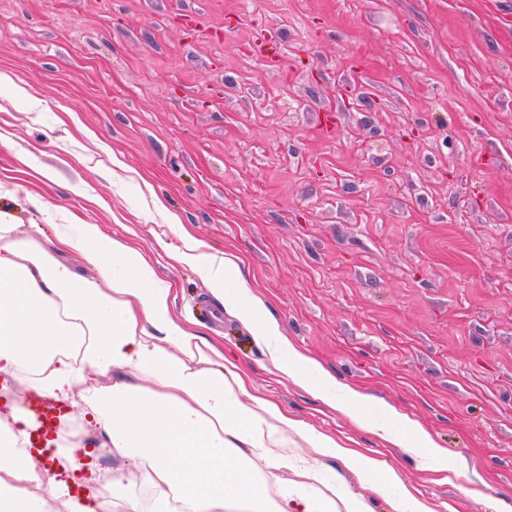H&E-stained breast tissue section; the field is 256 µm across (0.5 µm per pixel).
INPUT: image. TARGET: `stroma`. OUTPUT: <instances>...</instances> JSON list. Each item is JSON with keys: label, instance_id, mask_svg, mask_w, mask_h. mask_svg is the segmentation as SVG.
Instances as JSON below:
<instances>
[{"label": "stroma", "instance_id": "35a3bbf8", "mask_svg": "<svg viewBox=\"0 0 512 512\" xmlns=\"http://www.w3.org/2000/svg\"><path fill=\"white\" fill-rule=\"evenodd\" d=\"M0 72V209L21 235L45 206L136 236L252 392L433 512H512V0H0ZM172 213L243 260L288 340L465 471L281 383L167 257Z\"/></svg>", "mask_w": 512, "mask_h": 512}]
</instances>
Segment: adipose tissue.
I'll return each instance as SVG.
<instances>
[{
  "mask_svg": "<svg viewBox=\"0 0 512 512\" xmlns=\"http://www.w3.org/2000/svg\"><path fill=\"white\" fill-rule=\"evenodd\" d=\"M179 239L167 253L191 267L211 295L250 331L279 375L387 442L420 451L440 467L448 452L415 420L380 409L335 379L283 336L238 261L217 259L177 215ZM15 216L0 210V380L48 401L80 408L94 423L91 445L46 448L63 471H42L30 450L33 414L8 403L0 413V512H108L103 489L124 512H371L368 503L319 465L299 466L305 442L354 470L398 512H432L386 462L252 395L237 364L173 308L171 284L133 240L98 224L56 225L57 249L19 236ZM97 270L77 274L58 250ZM120 459L102 468L98 449ZM299 469L303 480L269 494L270 472ZM140 494H132L131 483Z\"/></svg>",
  "mask_w": 512,
  "mask_h": 512,
  "instance_id": "obj_1",
  "label": "adipose tissue"
}]
</instances>
